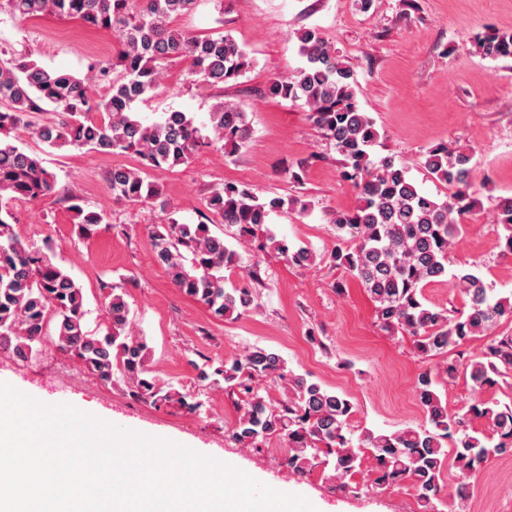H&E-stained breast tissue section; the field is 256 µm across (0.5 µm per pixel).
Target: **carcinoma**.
Returning <instances> with one entry per match:
<instances>
[{
	"label": "carcinoma",
	"mask_w": 512,
	"mask_h": 512,
	"mask_svg": "<svg viewBox=\"0 0 512 512\" xmlns=\"http://www.w3.org/2000/svg\"><path fill=\"white\" fill-rule=\"evenodd\" d=\"M196 5L197 0H5L3 6L19 18L51 15L110 31L122 50L115 60L92 66L82 77L48 70L34 60L0 61V350L26 360L51 339L101 382L119 378L140 399L189 411L201 404L188 401L187 394L160 382L148 369L149 348L130 328L125 292L111 287L104 296L105 333L88 330L82 288L15 235L9 206L14 200L37 202L56 192L55 176L42 158L13 143L21 129L56 149L132 153L154 171L184 164L202 148H238L246 142L247 115L230 102L214 105L206 125L176 111L145 125L131 112L135 101L161 86L165 67L176 59L189 61L193 76L214 85L238 78L249 66L247 53L232 36L199 37L172 26ZM296 38L303 65L292 75L273 78L268 92L302 102L341 156V176L351 183L357 204L336 213L340 244L331 259L361 282L375 304L380 326L415 337L423 355L445 357L501 323L512 322V299L495 297L493 288L469 268L452 275L454 287L467 299L466 315L450 317L446 310L426 304L423 296L427 284L448 275V252L476 203L470 192L471 149L437 146L423 153L421 165L430 177L455 188L443 200L424 193L408 176L406 164L375 156L378 132L360 108L352 66L318 29L305 28ZM475 48L491 60L512 58V32L491 31ZM92 82L109 84L108 95L93 98ZM47 107L56 118L34 119ZM107 184L118 200L150 203L166 212L157 183L137 170L115 167ZM66 202L80 234L102 223V215L85 207L77 194L67 195ZM297 203L279 195L262 200L245 186L226 184L208 197L206 207L259 250L271 244L289 263L304 266L313 261L310 249L291 248L265 228L271 213ZM493 223L502 228V251L512 255V197L497 202ZM154 256L172 285L216 320L238 317L253 304L249 287H224V271L239 266V255L203 222L168 220L154 232ZM196 369L200 382L222 383L248 395L229 431L235 443L256 448L272 435L284 436V464L297 473L315 467L320 447L331 448L339 478L356 471L360 450L365 449L375 463L374 484L412 482L424 512H441L448 451H453L460 471L455 494L461 500L469 496L467 480L492 458L512 454V400H474L463 413L450 414L437 393L438 376L430 372L419 374L414 387L423 425L393 433L363 429L355 436L348 430L350 400L286 370L272 350L255 347L219 367L204 364ZM460 373L476 390L499 386L512 373V334L490 337L474 358L447 360L445 377L452 380ZM259 378L288 382V403L275 408L254 392L252 383ZM476 419L490 420L492 434L470 428Z\"/></svg>",
	"instance_id": "1"
}]
</instances>
